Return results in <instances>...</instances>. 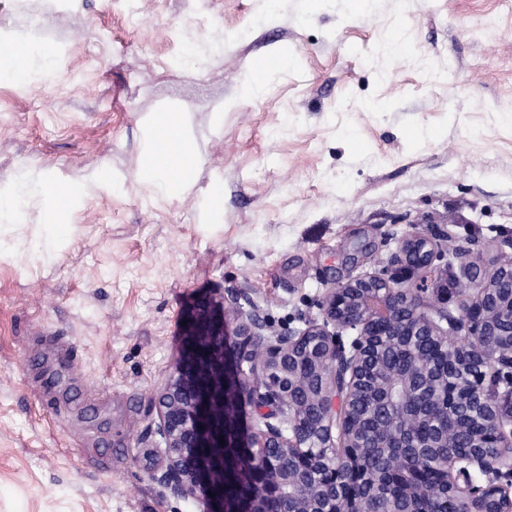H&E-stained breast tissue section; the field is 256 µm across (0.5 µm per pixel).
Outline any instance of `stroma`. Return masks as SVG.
<instances>
[{
    "instance_id": "1",
    "label": "stroma",
    "mask_w": 512,
    "mask_h": 512,
    "mask_svg": "<svg viewBox=\"0 0 512 512\" xmlns=\"http://www.w3.org/2000/svg\"><path fill=\"white\" fill-rule=\"evenodd\" d=\"M0 35L66 48L30 87L0 84V189L90 184L59 259L25 242L39 197L7 231L0 512H205L137 461L163 455L153 398L192 301L238 291L284 334L410 230H453L484 275L512 236V0H0ZM259 56L282 67L248 97ZM168 111L202 163L155 200L135 176Z\"/></svg>"
}]
</instances>
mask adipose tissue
Returning a JSON list of instances; mask_svg holds the SVG:
<instances>
[{
	"label": "adipose tissue",
	"mask_w": 512,
	"mask_h": 512,
	"mask_svg": "<svg viewBox=\"0 0 512 512\" xmlns=\"http://www.w3.org/2000/svg\"><path fill=\"white\" fill-rule=\"evenodd\" d=\"M0 52L7 56L6 64L0 66V80L16 85L23 77L33 74L36 65L50 67L55 56L54 46L47 45L39 58H32L26 44L20 41L0 47ZM142 158L151 164L145 181L154 198H172L193 187L199 159L182 113L160 112L152 118L146 129ZM84 192L81 183L50 180L41 184L42 218L31 239L35 256L58 258L56 226L63 222L69 204Z\"/></svg>",
	"instance_id": "obj_1"
}]
</instances>
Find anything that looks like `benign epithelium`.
I'll return each instance as SVG.
<instances>
[{"mask_svg": "<svg viewBox=\"0 0 512 512\" xmlns=\"http://www.w3.org/2000/svg\"><path fill=\"white\" fill-rule=\"evenodd\" d=\"M497 267L483 278L466 263L459 283L466 298L453 314L442 298L407 285L417 271L446 259L430 238L407 235L381 270L356 276L329 289L322 321L302 330L270 336L255 314L243 313L233 294L198 301L186 316L175 375L157 397L155 429L163 444L161 463L147 467L151 480L174 496L201 490L207 512H263L269 498L300 495L283 512H414L418 490L404 500L371 507V492L388 482L392 470H374L358 440L360 416L354 407L362 383L385 371L382 336H407L429 342L448 358V370L469 376L462 401L434 403L426 388L431 365L422 363L399 379L411 398L408 410L366 418L385 440L382 455L397 467L418 465L426 449L447 443L458 423L477 422L465 452L434 460L441 481L425 489L446 512H512V238L503 241ZM356 331L349 342L342 332ZM235 336V355L224 353L225 337ZM392 382L370 392L379 408L392 403ZM257 394L269 412L260 415L248 437L236 428L227 435L224 405ZM438 412L444 428L426 443L415 426ZM226 448H247L255 467L254 496L229 508L225 485L234 479ZM494 448L490 454L487 449Z\"/></svg>", "mask_w": 512, "mask_h": 512, "instance_id": "obj_1", "label": "benign epithelium"}]
</instances>
